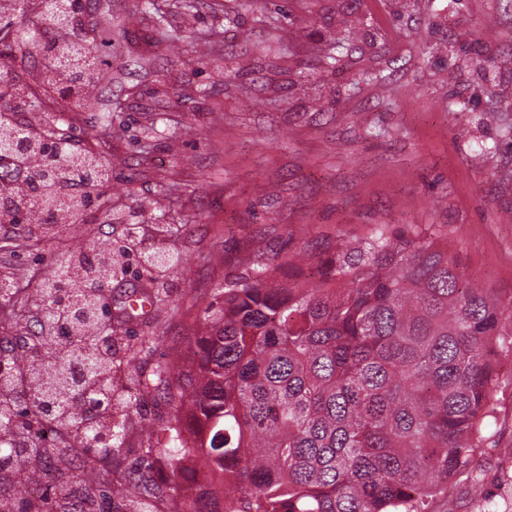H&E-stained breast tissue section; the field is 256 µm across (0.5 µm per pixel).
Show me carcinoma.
Segmentation results:
<instances>
[{
  "instance_id": "carcinoma-1",
  "label": "carcinoma",
  "mask_w": 512,
  "mask_h": 512,
  "mask_svg": "<svg viewBox=\"0 0 512 512\" xmlns=\"http://www.w3.org/2000/svg\"><path fill=\"white\" fill-rule=\"evenodd\" d=\"M28 24L69 28L78 0H40ZM23 41L0 38V145L20 153L31 144L40 164L29 189L0 179V205L16 224L30 209L45 223L66 225L90 196L60 206L62 186L80 177L89 187L110 176L99 158L61 152L41 137L14 140L11 113L34 112L6 62ZM335 71L351 54L336 35ZM78 39L42 47V96L71 100L73 112L93 102L83 94L99 61ZM132 241H111L93 253L63 258L68 275L47 280L36 314L11 308L27 344L0 355V472L79 459L85 499L107 496L113 441L124 420H112V336L105 288L125 269ZM147 260L165 273L178 258L154 250ZM309 274L285 275L263 262L224 284L204 311L186 361L160 367L159 385L175 406L163 455L179 477L184 461L201 460L217 481L237 491L235 512H434L448 478L487 440L483 423L498 387L492 355L512 352V295L500 296L465 273L448 241L418 228L409 236L380 229L364 241H342L308 262ZM121 486L139 498L156 495L149 474ZM218 494L195 488L185 512H222Z\"/></svg>"
}]
</instances>
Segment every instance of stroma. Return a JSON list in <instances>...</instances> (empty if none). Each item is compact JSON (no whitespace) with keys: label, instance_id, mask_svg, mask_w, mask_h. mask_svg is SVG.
Listing matches in <instances>:
<instances>
[{"label":"stroma","instance_id":"1","mask_svg":"<svg viewBox=\"0 0 512 512\" xmlns=\"http://www.w3.org/2000/svg\"><path fill=\"white\" fill-rule=\"evenodd\" d=\"M267 14L271 25L256 23ZM351 83L324 72L330 37L353 17ZM70 29L112 57L88 112H17L101 155L112 172L77 227L0 223V283L34 308L58 256L95 240L139 250L112 281L107 307L132 286L165 302L113 323L127 386L151 377L191 336L225 280L256 258H317L377 228L431 227L467 275L512 292V73L476 68V54L512 57V0H82ZM430 52L419 56L418 46ZM114 122L101 129L102 107ZM489 146L481 164L476 147ZM182 265L159 277L144 253ZM500 385L486 442L448 480L436 512H512V352L496 357ZM174 407L155 392L131 410L121 472L145 467L181 502L170 468L145 450L165 439Z\"/></svg>","mask_w":512,"mask_h":512}]
</instances>
